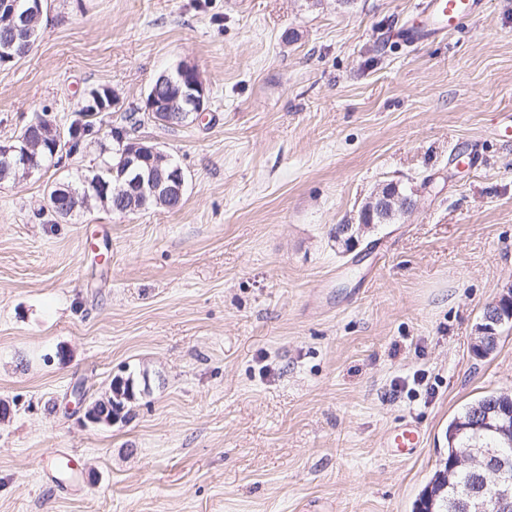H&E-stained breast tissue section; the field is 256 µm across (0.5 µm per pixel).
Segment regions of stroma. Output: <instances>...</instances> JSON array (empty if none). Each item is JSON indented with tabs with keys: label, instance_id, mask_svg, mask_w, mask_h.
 Masks as SVG:
<instances>
[{
	"label": "stroma",
	"instance_id": "stroma-1",
	"mask_svg": "<svg viewBox=\"0 0 512 512\" xmlns=\"http://www.w3.org/2000/svg\"><path fill=\"white\" fill-rule=\"evenodd\" d=\"M419 0H48L0 67V143L109 88L81 150L0 185V512H413L449 420L512 389V329L474 355L512 286V0L398 37ZM195 65L209 103L139 131L187 175L179 208L52 216L158 75ZM477 160L457 168L456 154ZM419 200L353 251L330 231L382 184ZM147 393L112 424L72 396ZM413 419L410 460L383 442ZM81 455L66 495L43 467ZM512 312V291L510 287L494 300L490 307L484 311L482 323L485 324L483 332L490 336H500L499 329L505 325L504 317Z\"/></svg>",
	"mask_w": 512,
	"mask_h": 512
}]
</instances>
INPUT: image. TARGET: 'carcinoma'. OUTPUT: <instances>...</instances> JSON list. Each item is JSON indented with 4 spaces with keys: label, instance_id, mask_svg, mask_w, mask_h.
<instances>
[{
    "label": "carcinoma",
    "instance_id": "1",
    "mask_svg": "<svg viewBox=\"0 0 512 512\" xmlns=\"http://www.w3.org/2000/svg\"><path fill=\"white\" fill-rule=\"evenodd\" d=\"M189 79L176 80L174 84L163 86L159 93L170 101L168 111L173 113L171 119L159 115L156 122L167 127L182 123L187 125L193 117H185L179 121L174 113L185 109L184 93ZM112 108V94L109 89L96 90V99L84 104L75 113L67 126L57 124L56 118L44 110L35 115L46 131L61 129L69 152L80 149L84 138L93 133L94 125L90 118L107 112ZM150 116L136 107L120 118L117 126L110 128L108 135L116 143L117 148L112 154L101 160L92 174L68 182L72 195L68 200V211L75 214L84 208L85 190L92 182L103 179L104 183H112V169L122 164L124 151L134 147V132ZM135 397L134 379L128 377L125 382L112 381L109 393L104 398L94 401L90 411L106 414V417L118 415L124 411L127 403ZM447 441V457L443 468L437 470L418 499L416 508L419 512H463L462 503L476 498L482 488L481 476L483 469L477 465H453L463 456L475 460L485 459V452L493 449L499 457L507 460V466L499 471L498 482L501 486L512 489V394L499 391L492 392L468 403L449 421L445 431Z\"/></svg>",
    "mask_w": 512,
    "mask_h": 512
}]
</instances>
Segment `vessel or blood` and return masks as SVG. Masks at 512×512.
<instances>
[{
	"label": "vessel or blood",
	"mask_w": 512,
	"mask_h": 512,
	"mask_svg": "<svg viewBox=\"0 0 512 512\" xmlns=\"http://www.w3.org/2000/svg\"><path fill=\"white\" fill-rule=\"evenodd\" d=\"M481 0H421L416 22L400 30L403 41H425L454 30L462 21L475 17ZM424 442V431L415 422L405 421L389 432L384 443L390 455L410 459L416 456Z\"/></svg>",
	"instance_id": "obj_1"
}]
</instances>
